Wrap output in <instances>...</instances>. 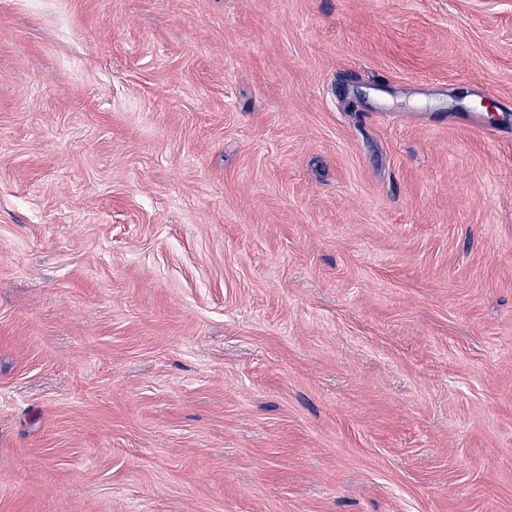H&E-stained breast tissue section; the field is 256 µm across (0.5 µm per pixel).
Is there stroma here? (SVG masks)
<instances>
[{"label": "stroma", "mask_w": 512, "mask_h": 512, "mask_svg": "<svg viewBox=\"0 0 512 512\" xmlns=\"http://www.w3.org/2000/svg\"><path fill=\"white\" fill-rule=\"evenodd\" d=\"M0 512H512V0H0Z\"/></svg>", "instance_id": "35a3bbf8"}]
</instances>
